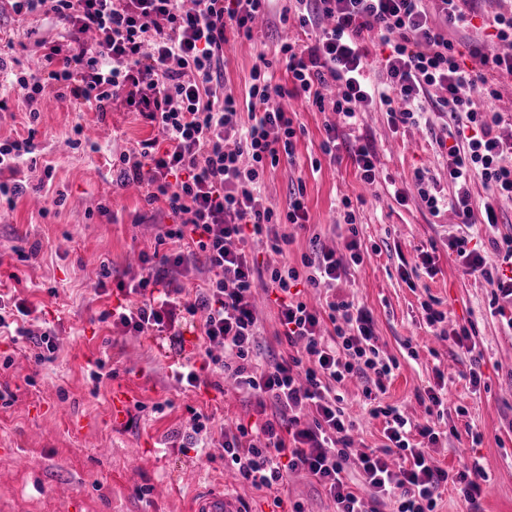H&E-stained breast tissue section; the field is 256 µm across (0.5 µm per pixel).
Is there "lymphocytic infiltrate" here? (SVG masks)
Wrapping results in <instances>:
<instances>
[{
  "label": "lymphocytic infiltrate",
  "instance_id": "lymphocytic-infiltrate-1",
  "mask_svg": "<svg viewBox=\"0 0 512 512\" xmlns=\"http://www.w3.org/2000/svg\"><path fill=\"white\" fill-rule=\"evenodd\" d=\"M270 2L15 0L16 14L54 15L65 33L39 41L40 72L22 75L0 60V87L25 95L33 122L39 115L35 102L54 84L102 115L121 102L164 132V145L142 142L121 155L114 170L117 185H146L148 202L163 203L177 216L162 232L172 248L143 255L141 277L118 283L123 300L101 318L124 335L167 336L178 343L193 330L206 345L203 362L181 364V383L207 388L210 374L219 371L254 398L256 420L238 425L221 442L244 482L272 495L278 508L289 473L302 471L323 488L335 512H366L369 502L389 512H433L441 488L454 481L462 484L470 512H479L488 479L479 461L452 473L430 453L440 439L435 422L444 416L438 390L427 389L428 417L421 422L390 405L371 408L384 423L385 442L351 455L354 424L336 386L371 373L375 389L384 391L392 367L380 355L368 309L341 300L322 312L301 299L299 286L335 285L346 268L332 251L303 256L298 268L283 261L286 225L301 228L308 220L304 191L295 189L287 208L278 209L265 196L264 177L295 157L297 126L279 103L288 95L336 112L349 128L377 105L394 127L448 116L453 193L443 199L434 178L420 171L412 189L432 213L446 205L464 226L484 227L493 247L504 250L500 264H489L465 237L449 239L448 249L467 272L512 298V236L497 235V211L512 202V141L496 134L498 113L474 106L475 97L499 96L486 70L512 77V14L493 17L494 36L506 52L471 49L476 64L470 67L445 32L468 24V0H296L300 25L314 30L315 38L281 45L287 84L274 82L258 65L247 102L229 91L217 93L224 82L226 30L251 33ZM375 47L386 52L379 84L364 75ZM329 81L336 85L330 99L322 93ZM339 126L325 127L321 150L327 156L339 148ZM32 146L29 136L0 143V199L7 204L27 190L19 174ZM477 180L487 190L480 200L471 191ZM250 238L275 262L261 267L250 259L242 247ZM189 248L203 252L210 273L191 293L176 281L189 272ZM260 288L274 292L281 334L293 349L271 363L257 359Z\"/></svg>",
  "mask_w": 512,
  "mask_h": 512
}]
</instances>
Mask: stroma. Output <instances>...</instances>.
I'll return each mask as SVG.
<instances>
[{
	"label": "stroma",
	"instance_id": "1",
	"mask_svg": "<svg viewBox=\"0 0 512 512\" xmlns=\"http://www.w3.org/2000/svg\"><path fill=\"white\" fill-rule=\"evenodd\" d=\"M470 4V25L448 32L463 52L486 48L491 30L485 21L501 7L499 0ZM288 6L289 0H275L252 36L226 31L224 86L238 98H245L252 69L262 59L270 62L275 82L287 83L278 42L306 39L297 19L280 22ZM59 32L53 17L18 16L10 0H0V38L13 43L8 58L14 69H35L38 40L58 38ZM43 97L34 139L37 167L26 176L32 184L47 179L49 192L62 201L52 207L46 194L29 190L13 208L0 207V294L12 292L16 281L27 282L23 296L35 309L26 323L29 336L0 334V386L14 395L11 404L0 403V512H189L194 497L208 488L224 489L249 512H271L270 498L225 464L219 447L222 431L255 420L253 399L225 378L219 389L205 391L174 377L179 356L196 354L195 336H186L179 355L165 347L163 337L120 336L99 319L116 302L95 288L100 264L110 266L113 280L129 284L142 274L140 254L169 248L159 239L161 226L173 221L165 205L149 203L143 186L116 185L105 163L142 141L160 139L158 128L118 104L97 116L59 97L50 84ZM281 104L305 129L295 163H281L265 176V194L280 209L287 208L297 184L305 186L308 222L293 232L288 263L300 266L316 248L335 251L347 263L346 276L335 286L304 289L303 298L322 306L337 297L370 310L380 354L395 364L387 391L377 400L365 397L362 377L336 387L355 421L353 452L383 442L381 420L367 412L372 403L395 405L411 419H424L421 397L435 384L436 371H443L445 412L437 428L445 437L431 454L453 472L478 458L490 477L481 512H512V329L507 326L512 303L496 298L482 277L465 272L446 243L465 236L488 260L496 254L484 231L459 224L452 210L435 215L416 193L403 203L392 193L393 184H411L415 171L424 169L436 178L442 196L451 195L448 161L438 145L446 135L444 120L395 129L382 107L364 113L360 132L376 153L378 172L376 182L366 185L348 155L332 162L321 152L324 126L336 122L335 113L293 97ZM79 125L87 141L75 148L71 142ZM315 159L321 162L317 171L311 168ZM346 198L354 201L351 225L344 221ZM353 238L361 245L358 265L349 263L345 248ZM422 249L434 252V276L412 269ZM432 301L445 314L441 336L427 328L425 305ZM258 306L261 359L287 355V342L276 338L280 326L273 294L259 291ZM463 327L475 353L456 343ZM45 331L58 349L39 363L30 338ZM99 360L109 374L96 381L91 372ZM475 363L482 373L477 389L468 380ZM118 387L128 392L119 408L111 402ZM158 403L163 412H155ZM197 412L213 418L212 447L181 445L178 433Z\"/></svg>",
	"mask_w": 512,
	"mask_h": 512
}]
</instances>
